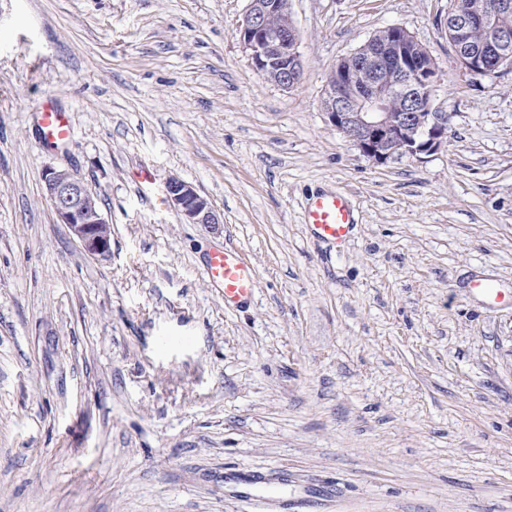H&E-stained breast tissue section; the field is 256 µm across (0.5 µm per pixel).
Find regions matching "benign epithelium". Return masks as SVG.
Here are the masks:
<instances>
[{
    "label": "benign epithelium",
    "mask_w": 512,
    "mask_h": 512,
    "mask_svg": "<svg viewBox=\"0 0 512 512\" xmlns=\"http://www.w3.org/2000/svg\"><path fill=\"white\" fill-rule=\"evenodd\" d=\"M288 17V0H250L240 28V40L255 70L290 89L303 77L299 41L291 22L276 31L268 28L272 13ZM512 0H454L448 11V38L464 71L493 75L512 66ZM474 27L490 31L489 46L474 48L468 34ZM395 39L369 38L336 65L340 85H328L322 110L336 131L378 165L402 155L429 156L441 149L448 136V115L434 112L431 95L441 80L429 53L403 28ZM369 75L348 97L343 87L356 84L360 73ZM45 191L60 223L68 225L84 251L94 257L111 254V228L96 197L75 173L52 167L42 173ZM168 201L191 224L220 230L212 203L192 185L172 177L166 183Z\"/></svg>",
    "instance_id": "benign-epithelium-1"
}]
</instances>
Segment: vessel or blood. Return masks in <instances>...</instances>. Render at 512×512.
I'll return each instance as SVG.
<instances>
[{
	"instance_id": "vessel-or-blood-1",
	"label": "vessel or blood",
	"mask_w": 512,
	"mask_h": 512,
	"mask_svg": "<svg viewBox=\"0 0 512 512\" xmlns=\"http://www.w3.org/2000/svg\"><path fill=\"white\" fill-rule=\"evenodd\" d=\"M37 120L48 139L63 141L71 134L65 115L51 108L38 112ZM303 220L316 237L338 246L347 242L355 224L350 201L340 193L310 196L304 206ZM207 273L213 284L223 288L225 303L243 304L255 294L257 281L237 251L224 249L213 252ZM473 289L491 304L512 306V292L505 291L493 281H476Z\"/></svg>"
}]
</instances>
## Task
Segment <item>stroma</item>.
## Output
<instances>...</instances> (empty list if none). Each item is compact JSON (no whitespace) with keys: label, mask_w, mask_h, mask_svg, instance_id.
Wrapping results in <instances>:
<instances>
[{"label":"stroma","mask_w":512,"mask_h":512,"mask_svg":"<svg viewBox=\"0 0 512 512\" xmlns=\"http://www.w3.org/2000/svg\"><path fill=\"white\" fill-rule=\"evenodd\" d=\"M248 6L0 0V512H512V307L470 287L512 290V67L459 68L450 0H289L286 89L240 41ZM393 26L451 120L377 165L321 99ZM48 167L96 196L109 258L59 223ZM172 177L220 233L166 202ZM323 192L355 210L344 246L303 222ZM224 248L254 301L208 280ZM46 138L55 141H63L71 136V127L65 114L55 112L50 107H45L36 114ZM472 288L493 305L512 306V292L505 291L492 280H478Z\"/></svg>","instance_id":"1"}]
</instances>
